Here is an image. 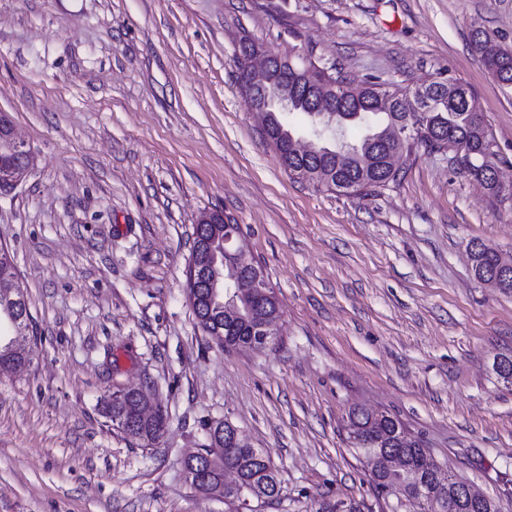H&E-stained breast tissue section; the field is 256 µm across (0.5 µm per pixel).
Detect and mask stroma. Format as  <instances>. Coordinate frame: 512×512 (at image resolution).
<instances>
[{"instance_id": "35a3bbf8", "label": "stroma", "mask_w": 512, "mask_h": 512, "mask_svg": "<svg viewBox=\"0 0 512 512\" xmlns=\"http://www.w3.org/2000/svg\"><path fill=\"white\" fill-rule=\"evenodd\" d=\"M512 48V0H0V110L36 164L0 195V244L33 317L0 376V512H229L184 455L228 418L279 471L263 512H421L382 497L347 439L361 405L396 415L442 470L512 512V293L468 245L512 255V203L419 146L402 178L346 196L291 176L238 82V51L351 81L467 83L512 183V87L471 46ZM240 225L281 304L275 343L224 350L185 271L206 212ZM144 384L169 415L141 447L100 400Z\"/></svg>"}]
</instances>
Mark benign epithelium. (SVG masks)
<instances>
[{
    "label": "benign epithelium",
    "instance_id": "benign-epithelium-1",
    "mask_svg": "<svg viewBox=\"0 0 512 512\" xmlns=\"http://www.w3.org/2000/svg\"><path fill=\"white\" fill-rule=\"evenodd\" d=\"M274 55L254 42L241 43L239 53L240 82L242 90L256 112L263 117V126L273 130L271 141L276 146L280 159L288 157L309 158L319 147L316 139L296 137L279 126H274L275 113L285 112L293 104V86L288 82L282 69L273 64ZM336 96V83L325 80L321 83V92L313 107L315 112L330 110L333 98ZM404 123L410 125V131L402 137V146L391 151L387 162L392 169H397V163L404 145L418 143L420 145L434 144L440 152L450 157H458L461 152L454 147H447V139L435 136L424 126L413 122V118L406 117ZM7 137L12 143L18 160L8 166L0 165V192L17 187L35 164V155L25 139L17 132L6 112L0 110V138ZM211 265L215 271L212 288L205 293L197 285V265L195 259L187 264L186 275L191 278L194 292L190 297V305L197 308L203 297H218L224 299V307L237 309L238 297L241 291H250L259 299L272 296L269 285L257 262L252 256L248 245L243 239L232 241L224 238V252L214 258ZM127 401L130 399L140 401L138 413L129 418L114 419L113 427L128 438L134 437L140 425L152 421L159 407L155 406L146 392L139 387L120 386L103 401V407L112 404V400ZM212 433L214 452L210 455L196 450L185 456L183 468L187 481L200 493L211 497L224 498V488H239L243 483L241 474L236 470L224 467H215L217 457L224 455V439L227 435L232 444L238 448L247 446L239 429L229 425L224 429V420L212 421L209 424ZM404 467V459L395 454H385L379 457L377 469L386 474L398 471ZM448 512H500L496 502L474 492L468 485L457 489L454 497L448 499Z\"/></svg>",
    "mask_w": 512,
    "mask_h": 512
}]
</instances>
